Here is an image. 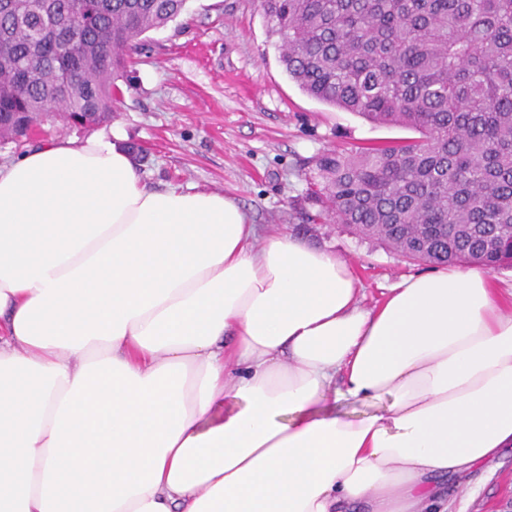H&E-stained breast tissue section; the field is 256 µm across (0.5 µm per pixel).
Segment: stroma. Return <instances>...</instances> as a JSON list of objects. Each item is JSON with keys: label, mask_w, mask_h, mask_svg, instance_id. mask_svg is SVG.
Returning <instances> with one entry per match:
<instances>
[{"label": "stroma", "mask_w": 512, "mask_h": 512, "mask_svg": "<svg viewBox=\"0 0 512 512\" xmlns=\"http://www.w3.org/2000/svg\"><path fill=\"white\" fill-rule=\"evenodd\" d=\"M146 39L102 131L139 147L134 161L148 186L224 194L266 233H293L336 253L353 268L368 308L384 288L422 273L341 225L302 222L323 208L318 157L411 139L414 131L376 125L306 95L284 71L257 0H188L182 16ZM89 134L42 118L28 145L0 143V164L27 146ZM446 487L448 512H512V447Z\"/></svg>", "instance_id": "1"}]
</instances>
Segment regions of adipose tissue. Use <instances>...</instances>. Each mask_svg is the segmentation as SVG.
Returning <instances> with one entry per match:
<instances>
[{
    "instance_id": "1",
    "label": "adipose tissue",
    "mask_w": 512,
    "mask_h": 512,
    "mask_svg": "<svg viewBox=\"0 0 512 512\" xmlns=\"http://www.w3.org/2000/svg\"><path fill=\"white\" fill-rule=\"evenodd\" d=\"M359 294L108 135L30 148L0 167V512H446L512 446V310L479 268Z\"/></svg>"
}]
</instances>
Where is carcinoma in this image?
<instances>
[{
  "label": "carcinoma",
  "mask_w": 512,
  "mask_h": 512,
  "mask_svg": "<svg viewBox=\"0 0 512 512\" xmlns=\"http://www.w3.org/2000/svg\"><path fill=\"white\" fill-rule=\"evenodd\" d=\"M258 3L304 93L419 133L322 155L326 217L409 262L512 264V0ZM186 5L0 0V142L49 113L112 121L128 52Z\"/></svg>",
  "instance_id": "1"
}]
</instances>
